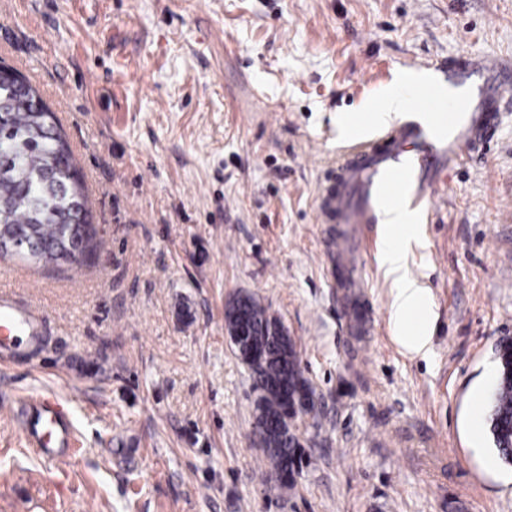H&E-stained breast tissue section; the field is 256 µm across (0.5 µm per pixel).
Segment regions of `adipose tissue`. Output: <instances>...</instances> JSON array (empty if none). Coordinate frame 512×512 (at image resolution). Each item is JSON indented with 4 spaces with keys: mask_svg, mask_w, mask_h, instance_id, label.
Listing matches in <instances>:
<instances>
[{
    "mask_svg": "<svg viewBox=\"0 0 512 512\" xmlns=\"http://www.w3.org/2000/svg\"><path fill=\"white\" fill-rule=\"evenodd\" d=\"M408 83L407 76L397 77L394 84L383 92L380 101L368 106L367 118L363 119L353 114L339 119L337 122L339 136L361 134L363 125L367 122L374 126H385L399 120L408 104L406 96L401 95L400 90ZM382 265L394 284L389 318L395 330L396 339L406 351L417 356L426 354L431 341L427 291L410 275L406 250L403 246L389 245L382 256Z\"/></svg>",
    "mask_w": 512,
    "mask_h": 512,
    "instance_id": "1",
    "label": "adipose tissue"
}]
</instances>
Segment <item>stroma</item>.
<instances>
[{
	"instance_id": "stroma-1",
	"label": "stroma",
	"mask_w": 512,
	"mask_h": 512,
	"mask_svg": "<svg viewBox=\"0 0 512 512\" xmlns=\"http://www.w3.org/2000/svg\"><path fill=\"white\" fill-rule=\"evenodd\" d=\"M512 63V0H0V66L55 112L98 250L81 271L0 259L40 338L0 361V512H512L485 420L512 338V102L445 172L407 248L435 315L427 357L389 323L381 225L362 255L374 327L346 314L318 202L363 112L409 65ZM286 328L318 398L293 489L251 437L224 309ZM60 403L63 464L24 438Z\"/></svg>"
}]
</instances>
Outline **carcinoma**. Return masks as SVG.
I'll return each mask as SVG.
<instances>
[{"instance_id": "carcinoma-1", "label": "carcinoma", "mask_w": 512, "mask_h": 512, "mask_svg": "<svg viewBox=\"0 0 512 512\" xmlns=\"http://www.w3.org/2000/svg\"><path fill=\"white\" fill-rule=\"evenodd\" d=\"M73 225L76 243L91 255L95 231L85 185L54 112L22 76L0 72V257L13 255L10 238L28 235L40 244L27 261L71 267L63 225ZM226 328L246 320L239 339L253 378L255 421L266 428L265 457L279 487L295 484L302 463L293 422L316 409V393L304 377L292 337L280 321L250 296L226 304ZM497 380L487 425L500 460L512 466V342L496 348Z\"/></svg>"}]
</instances>
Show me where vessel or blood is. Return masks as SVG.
<instances>
[{
    "label": "vessel or blood",
    "mask_w": 512,
    "mask_h": 512,
    "mask_svg": "<svg viewBox=\"0 0 512 512\" xmlns=\"http://www.w3.org/2000/svg\"><path fill=\"white\" fill-rule=\"evenodd\" d=\"M475 67L495 74L501 64L487 57L459 58L449 61L448 73L458 80ZM408 100L418 120L394 125L380 143L351 146L320 197L325 223L347 225L355 243L366 242L365 225L382 223L387 210L425 212L426 199L439 192L440 174L456 161L462 144L484 142L493 135L502 103L512 100V80L496 81L477 105L420 86L409 89ZM45 322L36 306L0 291V349L15 345L17 332L37 333ZM70 435L62 412L45 404L29 424L26 439L48 452L51 443L69 444Z\"/></svg>",
    "instance_id": "obj_1"
}]
</instances>
